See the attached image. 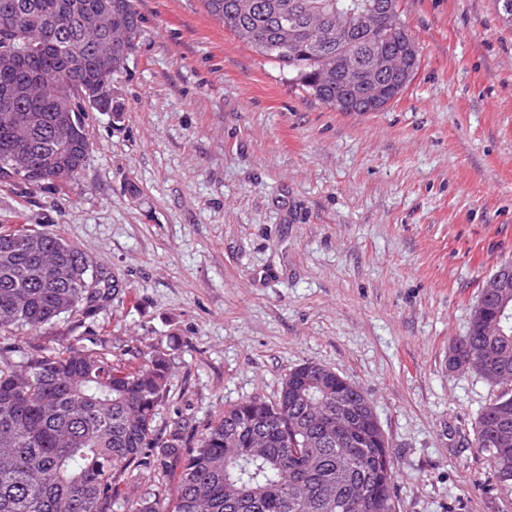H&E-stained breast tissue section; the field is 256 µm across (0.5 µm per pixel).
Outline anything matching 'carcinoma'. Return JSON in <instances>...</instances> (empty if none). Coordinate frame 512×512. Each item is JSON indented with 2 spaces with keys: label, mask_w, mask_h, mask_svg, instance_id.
Wrapping results in <instances>:
<instances>
[{
  "label": "carcinoma",
  "mask_w": 512,
  "mask_h": 512,
  "mask_svg": "<svg viewBox=\"0 0 512 512\" xmlns=\"http://www.w3.org/2000/svg\"><path fill=\"white\" fill-rule=\"evenodd\" d=\"M105 0H0V36L15 44L28 31L30 12L62 16L44 50L20 67L0 68V94L30 78L40 79L36 96L5 114L0 111V181H16L5 172L17 149L34 160L65 147L68 160L46 180L63 185L86 165L89 141L83 116L68 143L54 129V89L66 57L83 56L75 80L95 88L125 68L139 32L132 0L112 2V26L128 41L101 59L80 42L84 22ZM224 29L242 36L258 54L288 69L303 90L331 106L345 88L317 86L321 62L348 58L355 67L402 51L413 39L399 20L398 0H358L392 17L371 30H351L336 44L307 24L303 12L313 6L324 14L347 8L351 0H203ZM32 111L42 122L23 130L16 120ZM116 291L112 279L96 272L89 257L61 235L30 224L0 231V512H112L115 475L145 459L151 448L160 474L178 472L170 498L154 489L130 504L128 512H396L395 466L389 444L375 421L358 419L355 436L340 442L307 423L311 409L336 412V372L328 376L307 364L289 370L272 401L243 399L200 433L193 446L178 425L165 438L154 422L169 382L170 358L156 352L137 363L112 353L102 339L84 343L76 336L54 347L35 346L31 338L51 328L63 314L90 317ZM492 298L473 312L460 351L475 357L498 353L503 374H490L494 385L512 386V320L505 335L480 336L475 322L493 319ZM512 433V389L483 406L474 427V447L496 477L497 490L512 496V436L493 444L500 426Z\"/></svg>",
  "instance_id": "cac0c4a2"
}]
</instances>
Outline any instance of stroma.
I'll list each match as a JSON object with an SVG mask.
<instances>
[{"label":"stroma","mask_w":512,"mask_h":512,"mask_svg":"<svg viewBox=\"0 0 512 512\" xmlns=\"http://www.w3.org/2000/svg\"><path fill=\"white\" fill-rule=\"evenodd\" d=\"M112 81L121 119L85 113L66 186L0 182V227L33 224L118 289L38 337L165 350L155 419L194 436L273 400L288 371L334 369L389 441L397 512H512L473 446L499 393L449 367L484 281L512 263V26L494 0H400L420 65L377 112L306 94L202 0H134Z\"/></svg>","instance_id":"stroma-1"}]
</instances>
